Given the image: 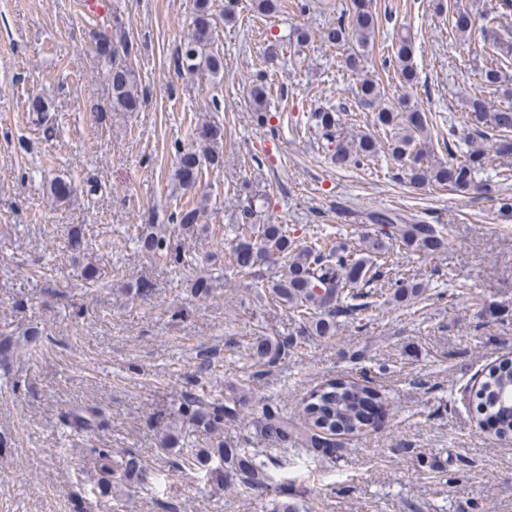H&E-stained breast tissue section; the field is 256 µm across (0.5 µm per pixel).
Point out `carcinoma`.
Masks as SVG:
<instances>
[{
	"instance_id": "cac0c4a2",
	"label": "carcinoma",
	"mask_w": 512,
	"mask_h": 512,
	"mask_svg": "<svg viewBox=\"0 0 512 512\" xmlns=\"http://www.w3.org/2000/svg\"><path fill=\"white\" fill-rule=\"evenodd\" d=\"M349 17L338 18L336 26L327 30L324 40L340 47L355 40L359 51L345 57V68L358 76L355 98L360 106L374 112V124L389 129L388 149L391 158L406 168L413 184L448 187L465 193L477 190L497 206L499 213L512 217V195L500 192L497 178L512 177L503 167L502 158L512 154V86L503 83V70L512 63L497 52L490 63L478 72V91L468 98L469 148L463 158L446 162L430 159L426 140L430 118L425 112L409 109L399 112L381 106L385 88L380 78L363 77L365 49L375 37L380 19L371 0H352ZM512 14V0H497L484 15L476 17L467 10H457L452 16V29L459 45H468L476 29L494 32L493 48L501 50L509 37L498 32L502 20ZM212 39L209 0H196L193 26L180 46L175 69L184 74L200 70L213 77H224V57L206 50ZM392 66L408 87L418 80L413 65L411 36L404 35L391 45V54L384 58L382 68ZM112 110L135 112L143 102L133 71L114 67L111 74ZM501 92L506 102L496 108L489 106L485 91ZM249 103L256 122L269 121L263 84L249 90ZM318 135L325 141L326 154L338 169L364 167L379 153L377 140L368 133L347 136L342 131L339 113L331 108H319L312 114ZM224 132L216 125H204L195 150L175 148V179L182 189L195 186L202 168L218 169L224 165V154L218 144ZM50 197L66 201L72 195L71 183L55 178L49 183ZM198 207L184 206L173 214L178 224H196ZM371 230L357 241L337 242L325 235L308 245H301L294 231L286 224H237L231 265L241 278H259L263 264L275 266L266 278L268 300L288 309L297 328L287 336H255L249 344V357L255 370L249 375L254 383L272 368L288 359L294 349L311 336L331 339L338 335L342 320L363 321L370 309L392 302L398 306H413L425 291L424 275L438 274L436 267L429 272H411L400 268V250L419 254L426 260L446 248L445 226L428 224L413 216L393 211H375L369 215ZM135 239L136 249L165 265L181 264L186 256L173 243L159 224H142ZM43 330L28 327L22 338H0V360L5 362L19 343L27 345L41 341ZM470 404L477 423L494 422V435L502 441L512 440V360L503 359L488 368L477 389L470 390ZM381 403L380 395L371 387L352 380L338 379L313 389L305 399L304 422L288 419L267 408L254 419L255 430L291 444L294 449L332 448L334 436H360L375 422L367 409ZM243 409L240 398L229 396L220 401L210 400L196 392L182 393L178 405L164 413L160 425V450L174 457L173 464L185 473L207 479L217 488L237 486L251 493L270 494L273 485L288 479L292 459H282L269 465L260 459L254 448L233 446L224 441V425L239 419ZM60 423L76 434H94L108 428L111 416L97 406H75L60 416ZM88 454L99 475L94 493L108 503L122 485L146 478L148 467L134 453L120 459L110 448H90ZM269 512H300L295 499L273 496Z\"/></svg>"
}]
</instances>
